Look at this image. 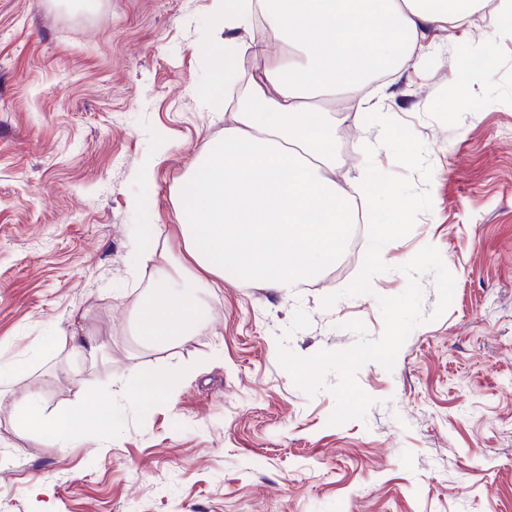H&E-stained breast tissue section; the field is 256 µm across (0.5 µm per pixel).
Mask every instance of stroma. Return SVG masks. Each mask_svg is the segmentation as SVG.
Here are the masks:
<instances>
[{
  "label": "stroma",
  "instance_id": "stroma-1",
  "mask_svg": "<svg viewBox=\"0 0 512 512\" xmlns=\"http://www.w3.org/2000/svg\"><path fill=\"white\" fill-rule=\"evenodd\" d=\"M213 5L0 0V350L30 360L0 398V512H512V41L490 39L479 13L431 30L427 53L375 87L424 144L428 180L392 153L366 158L378 127L325 101L346 193L371 162L432 199L373 294L325 306L361 270L345 251L312 288L228 280L203 296L206 332L150 351L131 332L132 291L183 254L174 189L228 121L203 97L224 45ZM476 43L492 62L480 82L465 69ZM149 158L146 186L135 172ZM135 224L160 229L140 271ZM427 245L455 279L450 307L437 313L422 277L424 321L393 370L371 361L356 374L365 420L330 424L338 374L307 395L279 365L278 337L300 356L353 346L352 321L380 337L378 296L407 288L399 267ZM298 309L310 324L292 332ZM78 336L104 342L107 361L75 356ZM162 366L184 371L170 396L112 436L90 428L86 447L15 427L28 389L74 406L104 378L119 391L131 371Z\"/></svg>",
  "mask_w": 512,
  "mask_h": 512
}]
</instances>
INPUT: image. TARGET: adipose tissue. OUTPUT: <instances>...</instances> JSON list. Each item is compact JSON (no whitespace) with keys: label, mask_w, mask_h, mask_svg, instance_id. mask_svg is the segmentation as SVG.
Wrapping results in <instances>:
<instances>
[{"label":"adipose tissue","mask_w":512,"mask_h":512,"mask_svg":"<svg viewBox=\"0 0 512 512\" xmlns=\"http://www.w3.org/2000/svg\"><path fill=\"white\" fill-rule=\"evenodd\" d=\"M485 0H217L214 20L230 36L212 53L211 99L231 120L175 190L186 255L155 277L133 304L134 334L148 350L190 340L207 328L201 292L232 279L285 291L336 261L357 213L336 170L333 123L316 99L340 91L356 111L376 107L369 78L397 70L425 50L431 28L468 24ZM270 28L284 45L237 41L232 34ZM178 370L132 371L122 397L110 385L77 409L49 407L29 390L16 404L23 433L55 448H79L89 424L111 434L121 407L168 395Z\"/></svg>","instance_id":"adipose-tissue-1"}]
</instances>
